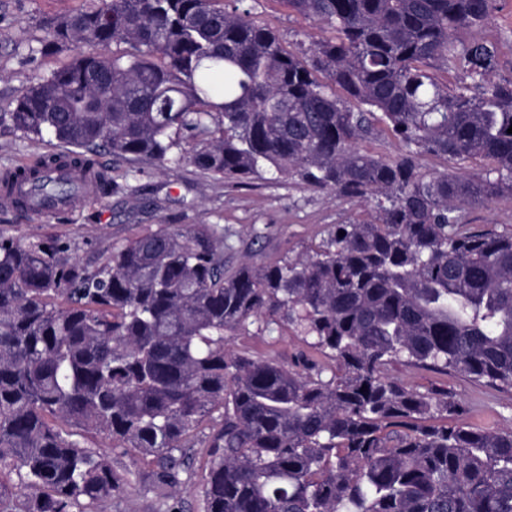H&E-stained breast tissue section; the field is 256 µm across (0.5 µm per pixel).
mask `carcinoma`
Masks as SVG:
<instances>
[{"label": "carcinoma", "instance_id": "1", "mask_svg": "<svg viewBox=\"0 0 512 512\" xmlns=\"http://www.w3.org/2000/svg\"><path fill=\"white\" fill-rule=\"evenodd\" d=\"M283 2L335 36L288 49L224 0H90L46 23L41 53L69 61L0 118L70 151L0 172L14 208L25 185L75 196L54 176L67 168L124 192L107 151L296 179L370 219L311 255L231 269L208 224L135 237L101 265L0 236V470L16 475L0 512H103L129 479L85 433L155 463L159 512H174L167 488L206 421L204 512H512V430L432 424L461 404L388 375L404 363L512 390V233L463 215L512 199V79L496 78V43L459 38L496 0ZM110 44L129 49L93 51ZM385 131L396 155L362 149ZM260 318L289 320L335 366L224 349Z\"/></svg>", "mask_w": 512, "mask_h": 512}]
</instances>
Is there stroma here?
<instances>
[{"label": "stroma", "instance_id": "obj_1", "mask_svg": "<svg viewBox=\"0 0 512 512\" xmlns=\"http://www.w3.org/2000/svg\"><path fill=\"white\" fill-rule=\"evenodd\" d=\"M243 5L254 19L277 32L285 46H310L330 38L331 30L288 10L283 0H227ZM76 0H0V113L26 93L37 79L69 60L67 54L45 56L38 48L45 36L44 18L75 8ZM462 41L488 40L499 48L498 76L512 78V0H498L492 19L461 32ZM57 142L23 136L9 123H0V166L56 150ZM101 162L115 177H128L134 195L102 196L61 214L22 213L0 206V235L38 237L69 242L80 261L103 263L114 247L164 227L181 230L187 224H209L223 229L224 265L232 268L248 260L268 264L296 256L318 245L331 225L366 219L364 207L330 193L308 188L287 177L251 178L238 185L206 174L184 163L159 171L151 162L113 160L101 153ZM226 348L251 358L291 366L311 358L304 336L287 322L266 330L264 321L227 337ZM391 377L409 387L448 391L464 406L456 423L474 429H512V392L500 391L454 374H440L396 363ZM211 425H204L187 472L181 473L177 501L182 512H203L199 496L209 458ZM90 446L107 450L118 472L133 471L135 480L115 496L107 512H156L150 489L151 466L136 462L132 452L113 446L103 436L89 437Z\"/></svg>", "mask_w": 512, "mask_h": 512}]
</instances>
